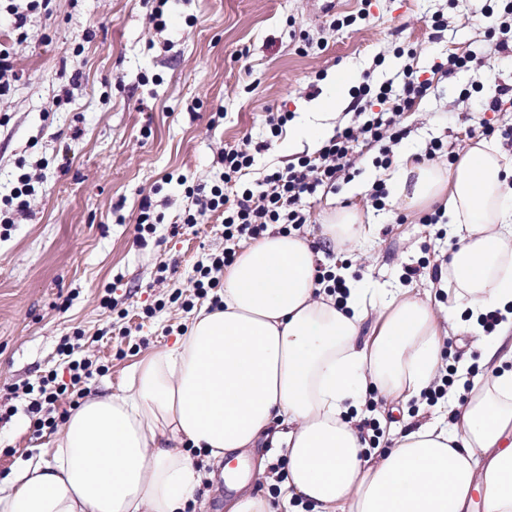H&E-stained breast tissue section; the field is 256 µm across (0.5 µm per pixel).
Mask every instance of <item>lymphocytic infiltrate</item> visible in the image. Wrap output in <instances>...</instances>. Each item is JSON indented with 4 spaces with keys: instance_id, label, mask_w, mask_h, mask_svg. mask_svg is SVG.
Here are the masks:
<instances>
[{
    "instance_id": "1",
    "label": "lymphocytic infiltrate",
    "mask_w": 512,
    "mask_h": 512,
    "mask_svg": "<svg viewBox=\"0 0 512 512\" xmlns=\"http://www.w3.org/2000/svg\"><path fill=\"white\" fill-rule=\"evenodd\" d=\"M428 82L418 80L412 70L403 72V91L394 94L391 83L373 85L363 81L356 90L355 113L358 123L344 127L326 141L316 156L304 155L285 168L271 170L263 179L261 190L239 189L238 184L255 162V156L269 147L268 142L243 143L225 149L220 155L224 166V183L211 188L196 187L199 197L197 209L185 210L183 221L199 223L206 212L221 213L224 223V250L214 255L210 265L195 269L194 288L197 294L221 290L220 274L233 263L236 248L242 243L260 239L273 227L287 233L300 229L308 222L302 206L304 198L319 192L335 190L337 181L353 164L357 144L364 143L378 148L377 166L387 168L392 164L390 146L405 138L407 131L397 119L408 111L414 101L423 97ZM61 351L69 355L70 379L63 382L57 372H49L40 382L37 398L31 399L27 412L34 434L53 427V413L57 402L69 395L72 386L92 379L102 367L90 356L73 358V349L62 344Z\"/></svg>"
}]
</instances>
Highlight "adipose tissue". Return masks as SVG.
<instances>
[{
    "label": "adipose tissue",
    "instance_id": "adipose-tissue-1",
    "mask_svg": "<svg viewBox=\"0 0 512 512\" xmlns=\"http://www.w3.org/2000/svg\"><path fill=\"white\" fill-rule=\"evenodd\" d=\"M389 182L403 208L442 203L459 238L440 280L470 316L448 328L476 332L487 372L449 389L452 426L433 420L369 447L358 422L371 392L417 400L442 369L437 316L405 288L375 313L355 285L337 305L315 282L311 243L269 234L225 268L222 307L195 308L128 391L87 397L50 451L0 480V512H184L204 476L192 450L219 465L264 440L286 458L278 493H242L228 512H512V155L486 139L449 167L407 154ZM372 231L342 206L321 243ZM495 310L504 321L478 334L479 315Z\"/></svg>",
    "mask_w": 512,
    "mask_h": 512
}]
</instances>
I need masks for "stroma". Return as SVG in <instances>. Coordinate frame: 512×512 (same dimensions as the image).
I'll use <instances>...</instances> for the list:
<instances>
[{"instance_id":"stroma-1","label":"stroma","mask_w":512,"mask_h":512,"mask_svg":"<svg viewBox=\"0 0 512 512\" xmlns=\"http://www.w3.org/2000/svg\"><path fill=\"white\" fill-rule=\"evenodd\" d=\"M152 7L151 0H52L49 12L32 15L25 40L13 41L0 26V43L10 44L23 74L0 98V199L18 170L34 187L29 217L0 226V401L16 409L0 421V479L55 438L33 434L28 396L10 390L38 386L52 370L67 376L62 342L105 366L87 394L119 393L144 357L184 331L191 311L169 296L193 299L195 268L224 248L221 214L180 223L195 204L187 187L223 184L220 152L246 139L272 142L255 157L252 185L268 168L310 152L306 142L271 138L266 108L312 112L342 71L380 83L409 66L431 88L402 113L409 135L393 145V156L423 154L434 138L452 150L467 146L479 137V119L495 126L494 142L512 153V138L500 135L512 127V107L484 109L499 87L512 86V55L496 51L486 16L501 11L499 0H171L161 32L149 22ZM361 10L368 23L338 31L323 24L326 13ZM438 13L448 19L441 32L430 26ZM87 31L93 37L85 42ZM451 55L470 57L468 68L450 76L438 70ZM76 73L80 84L63 102ZM373 157L365 150L350 180L306 200L310 222L299 234L317 240L331 209H358L374 233L324 251L319 263L350 270L374 302L382 287L405 286L446 317L455 302L431 273L408 282L402 275L405 265L447 255L448 227L393 204L373 208L369 188L390 177ZM146 199L162 221L142 247L136 222ZM107 290L116 310L99 304ZM374 404L389 412L383 449L431 417L415 401L397 413L395 399L380 393Z\"/></svg>"}]
</instances>
